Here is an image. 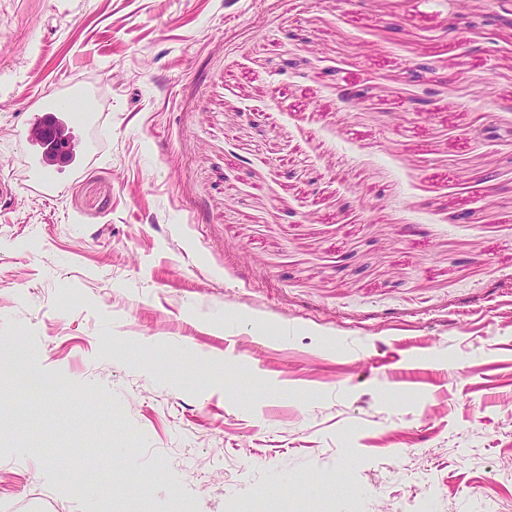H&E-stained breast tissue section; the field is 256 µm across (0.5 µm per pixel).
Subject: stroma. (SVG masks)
<instances>
[{"label": "stroma", "mask_w": 512, "mask_h": 512, "mask_svg": "<svg viewBox=\"0 0 512 512\" xmlns=\"http://www.w3.org/2000/svg\"><path fill=\"white\" fill-rule=\"evenodd\" d=\"M1 180L0 512H512V0H0ZM70 112L68 108L65 107H50L45 108L37 102L32 104V112L31 118L29 122V127L27 134L25 136V141L30 147H40L42 145L41 134L43 130H45L50 124H56L60 131V135L66 138L69 144V152L71 158H82L85 154H87L90 150V142L85 137H77L76 135H70L68 132L63 131L61 127V119L60 117H68V113H59L61 115L57 116L55 114H49L44 112ZM67 159V160H68ZM26 390L35 394L54 395L64 400L68 397L59 381L46 380L35 374L29 376Z\"/></svg>", "instance_id": "stroma-1"}]
</instances>
